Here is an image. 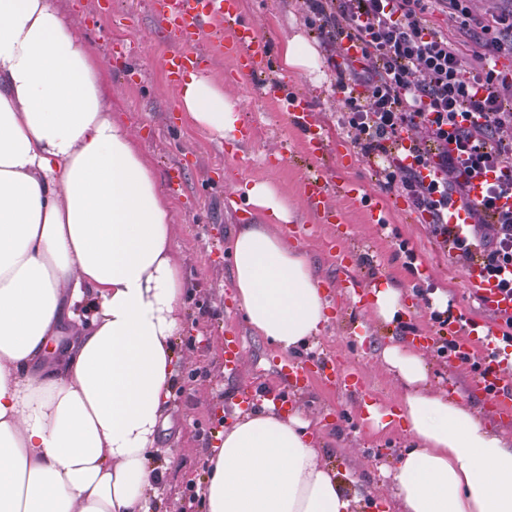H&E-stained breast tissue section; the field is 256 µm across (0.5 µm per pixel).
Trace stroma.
<instances>
[{"label":"stroma","mask_w":512,"mask_h":512,"mask_svg":"<svg viewBox=\"0 0 512 512\" xmlns=\"http://www.w3.org/2000/svg\"><path fill=\"white\" fill-rule=\"evenodd\" d=\"M57 4L94 49L112 87L108 103L136 129L138 146L150 158L175 213L174 248L187 290L182 330L174 340L178 386L166 427L149 452L148 464L159 478L154 512L188 507L191 490L205 483L203 463L220 447L225 421L234 411H249L251 404L283 389L277 373L281 353L251 333L233 298L228 244L240 225L258 223L259 218L232 188L247 179L272 181L287 195L299 223L313 224L317 216L304 184L314 173L323 175L330 205L354 227L349 241L354 263L348 272H340L320 239L295 236L314 274L332 289L334 318L321 336L291 358L305 361L323 349L357 368L363 388L356 393L340 382H318L289 394L288 403L316 423L322 464L341 481H357L370 493V500L357 504L355 512H375L372 500L391 496L389 471L411 446L399 425L377 429L360 417L364 402L383 412L395 407L401 393L396 375L381 360L382 349L402 336L436 335L438 326L430 318L435 309L475 318L496 334L501 328L495 314L469 294L461 263L439 246L429 224L414 223L404 213L405 198L386 187L378 167L365 159L353 165L341 160V153L353 152L354 146L344 126L346 110L332 93L329 78L282 74L277 53L286 36L302 34L319 46L322 58L332 54L306 22L301 0H239L240 19L253 25L268 45L267 67L256 77L226 80L232 64L217 55L214 30H207L199 43L211 58L208 76L223 85L225 95L239 100L244 118L255 122L251 139L233 144L195 127L182 112L162 69L163 56L176 43L152 13L150 0ZM294 92L309 97L313 119L325 134V150L305 145L304 134L277 110V98ZM347 182L358 186L356 198L341 192ZM375 207L386 212L385 231H376L367 221ZM408 248L417 256L418 270L405 264ZM348 275L366 289L382 280L396 283L404 292V311L384 322L370 308L346 302L341 287ZM232 336L242 338L245 351L236 371L229 373L224 369V341ZM424 358L430 390L443 392L452 386L457 399H469L468 366L448 362L432 348Z\"/></svg>","instance_id":"stroma-1"}]
</instances>
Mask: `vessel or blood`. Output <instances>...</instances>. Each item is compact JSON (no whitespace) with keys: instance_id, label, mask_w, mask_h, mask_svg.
Masks as SVG:
<instances>
[{"instance_id":"obj_1","label":"vessel or blood","mask_w":512,"mask_h":512,"mask_svg":"<svg viewBox=\"0 0 512 512\" xmlns=\"http://www.w3.org/2000/svg\"><path fill=\"white\" fill-rule=\"evenodd\" d=\"M152 9L173 35L178 48L171 52L165 61L168 82L172 87H180L188 70L200 67L207 61L199 52L197 44L206 24L218 19L234 21L235 26L229 37L220 44L225 56L235 58V74L243 78L253 75L259 59L265 58L267 44L257 34L255 28L238 19V0H152ZM297 125L307 133L310 142L320 143L321 134L313 123L308 99L302 94H293L282 103ZM309 200L320 220L337 227L335 236L327 240L328 250L335 254L337 261H345L348 251L345 244L349 238L344 231L341 214L327 204L325 186L321 179H313L308 185ZM464 275L469 290L483 305L502 316H512V292L502 289L497 281L486 280L480 258H473L464 267ZM484 333L482 325L472 326L469 334L456 337L454 350L449 351V361L478 359L480 368L474 376L470 388L487 396L500 413L512 417V362L492 359L477 353L476 342ZM332 372L336 380L359 385L361 375L351 366H327L321 359L305 363L284 362L280 372L286 382L299 388L312 378L322 377L324 372Z\"/></svg>"}]
</instances>
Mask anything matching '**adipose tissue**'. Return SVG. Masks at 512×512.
Returning a JSON list of instances; mask_svg holds the SVG:
<instances>
[{
  "label": "adipose tissue",
  "mask_w": 512,
  "mask_h": 512,
  "mask_svg": "<svg viewBox=\"0 0 512 512\" xmlns=\"http://www.w3.org/2000/svg\"><path fill=\"white\" fill-rule=\"evenodd\" d=\"M279 59L285 71L322 64L298 33ZM177 99L198 128L236 140L240 104L208 75L190 74ZM233 190L262 218L229 244L236 299L256 335L296 351L330 317L305 253L272 230L295 213L271 181ZM174 221L83 32L51 0H0V512H151L146 460L186 287ZM382 358L416 442L388 512H512V439L426 391L420 349L395 343ZM208 465L207 512H352L297 409L236 417Z\"/></svg>",
  "instance_id": "adipose-tissue-1"
}]
</instances>
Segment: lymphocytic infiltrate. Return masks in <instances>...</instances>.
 Listing matches in <instances>:
<instances>
[{
  "label": "lymphocytic infiltrate",
  "mask_w": 512,
  "mask_h": 512,
  "mask_svg": "<svg viewBox=\"0 0 512 512\" xmlns=\"http://www.w3.org/2000/svg\"><path fill=\"white\" fill-rule=\"evenodd\" d=\"M469 0H303L306 19L333 47L358 44L360 57L333 62L354 146L378 157L387 187L426 216L433 235L460 261L479 255L488 277L512 283V8L475 17ZM447 14L449 32L421 23L428 6ZM364 97H356V87ZM484 175L481 198L472 175ZM509 204L496 208L500 199ZM465 213L461 232L448 211Z\"/></svg>",
  "instance_id": "1"
}]
</instances>
